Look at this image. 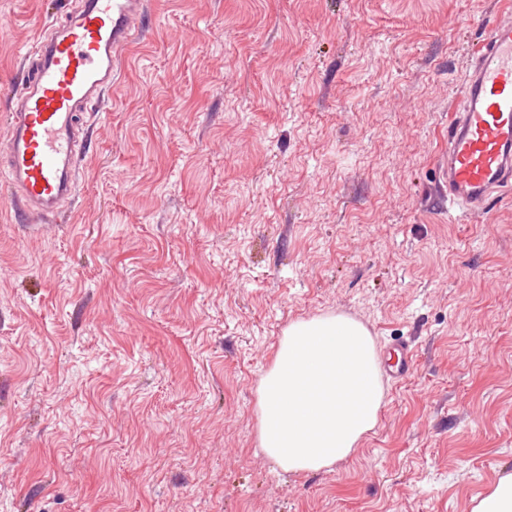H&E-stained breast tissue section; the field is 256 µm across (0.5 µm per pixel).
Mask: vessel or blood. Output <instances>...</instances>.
<instances>
[{
	"instance_id": "b4317fda",
	"label": "vessel or blood",
	"mask_w": 512,
	"mask_h": 512,
	"mask_svg": "<svg viewBox=\"0 0 512 512\" xmlns=\"http://www.w3.org/2000/svg\"><path fill=\"white\" fill-rule=\"evenodd\" d=\"M145 0H81L38 39L8 112L0 174L10 221L47 222L77 193L85 115L98 111L120 52L140 29ZM448 207L463 222L512 190V20L490 25L472 54L440 162Z\"/></svg>"
}]
</instances>
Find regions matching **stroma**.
<instances>
[{
	"instance_id": "35a3bbf8",
	"label": "stroma",
	"mask_w": 512,
	"mask_h": 512,
	"mask_svg": "<svg viewBox=\"0 0 512 512\" xmlns=\"http://www.w3.org/2000/svg\"><path fill=\"white\" fill-rule=\"evenodd\" d=\"M79 0H0L22 60ZM61 224L0 177V512H469L512 472V191L457 223L449 107L512 0H146ZM389 359L345 460L279 469L257 390L291 322Z\"/></svg>"
}]
</instances>
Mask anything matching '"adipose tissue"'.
<instances>
[{
    "label": "adipose tissue",
    "instance_id": "adipose-tissue-1",
    "mask_svg": "<svg viewBox=\"0 0 512 512\" xmlns=\"http://www.w3.org/2000/svg\"><path fill=\"white\" fill-rule=\"evenodd\" d=\"M384 389L375 340L326 313L289 324L259 385V446L282 470L317 472L373 431Z\"/></svg>",
    "mask_w": 512,
    "mask_h": 512
}]
</instances>
